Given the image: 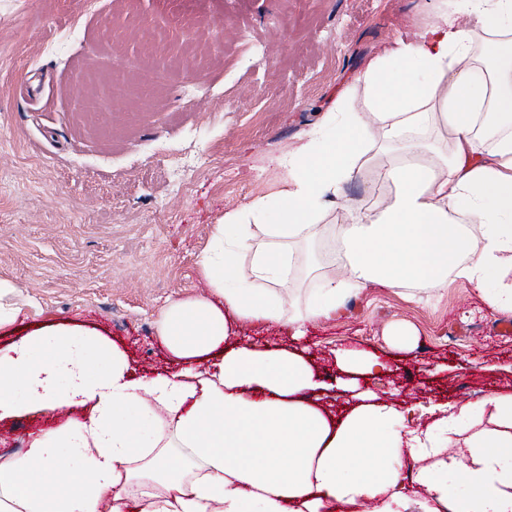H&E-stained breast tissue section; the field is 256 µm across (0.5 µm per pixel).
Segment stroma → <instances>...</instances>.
<instances>
[{
    "label": "stroma",
    "mask_w": 512,
    "mask_h": 512,
    "mask_svg": "<svg viewBox=\"0 0 512 512\" xmlns=\"http://www.w3.org/2000/svg\"><path fill=\"white\" fill-rule=\"evenodd\" d=\"M0 0V278L13 281L21 320L0 330V349L59 324L96 329L128 350L136 375L170 367L155 323L168 301L207 294L198 254L225 211L269 192L288 153L337 99L361 109L355 78L400 34L431 16L426 0ZM174 40L212 42L219 60H185L144 112L114 95L81 116L83 72L121 66L143 82L149 31L177 17ZM79 20L83 37L49 50L56 29ZM395 321L416 346L391 349ZM508 318L466 281L449 279L411 300L374 286L336 319L310 326L304 354L330 389L318 407L351 408L336 388V349L376 352L389 369L362 389L411 407L476 402L512 392Z\"/></svg>",
    "instance_id": "obj_1"
}]
</instances>
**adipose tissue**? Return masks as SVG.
I'll list each match as a JSON object with an SVG mask.
<instances>
[{"label": "adipose tissue", "mask_w": 512, "mask_h": 512, "mask_svg": "<svg viewBox=\"0 0 512 512\" xmlns=\"http://www.w3.org/2000/svg\"><path fill=\"white\" fill-rule=\"evenodd\" d=\"M415 40L395 38L357 75L366 109L334 104L283 155L268 194L226 211L197 258L209 292L170 303L157 334L176 369L134 375L127 353L77 325L0 349V422L83 415L0 454V512H512V393L412 409L359 391L388 365L337 352L358 402L338 422L308 403L324 389L296 347L371 284L434 290L455 276L512 314V0H429ZM390 152L388 184L327 231L320 219ZM480 225L472 235L467 225ZM326 240L340 265L295 286L298 242ZM288 329L293 346L226 347L237 324ZM417 465L405 478L407 462ZM465 490L450 495L448 481Z\"/></svg>", "instance_id": "ef3b65f1"}]
</instances>
